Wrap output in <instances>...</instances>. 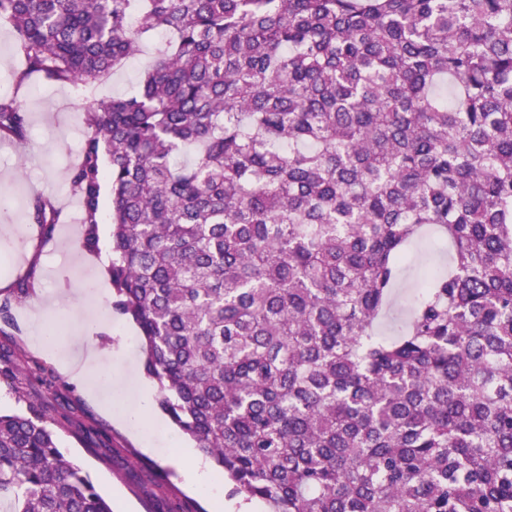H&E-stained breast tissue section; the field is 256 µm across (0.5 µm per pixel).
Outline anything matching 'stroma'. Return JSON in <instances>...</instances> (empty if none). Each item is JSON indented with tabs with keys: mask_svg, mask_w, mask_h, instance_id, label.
Instances as JSON below:
<instances>
[{
	"mask_svg": "<svg viewBox=\"0 0 512 512\" xmlns=\"http://www.w3.org/2000/svg\"><path fill=\"white\" fill-rule=\"evenodd\" d=\"M13 33L0 24V95H14L30 119L25 146L0 142V194L19 199L0 210V304L10 307L0 321V408L21 414L36 411L55 433L65 453L90 473L112 512H239L242 500L210 463L206 478L189 481L173 458L190 448V440L167 420L157 389L144 372L139 330L112 309V285L105 258L111 253V227L100 226L99 250L82 247L80 207L70 175L84 140L83 111L93 100L135 88L152 62L158 39L143 42L140 53L102 81L82 91L33 79L17 85L19 59L10 52ZM68 205L52 238H44L28 221L32 189ZM34 288L18 298L17 285ZM99 286L98 303H88L85 281ZM98 325L102 343L79 387L67 381L55 361L33 339L56 330L59 343L76 365L86 351L83 316ZM149 401H140L139 391Z\"/></svg>",
	"mask_w": 512,
	"mask_h": 512,
	"instance_id": "obj_1",
	"label": "stroma"
}]
</instances>
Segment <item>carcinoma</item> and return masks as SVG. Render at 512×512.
I'll return each mask as SVG.
<instances>
[{
	"mask_svg": "<svg viewBox=\"0 0 512 512\" xmlns=\"http://www.w3.org/2000/svg\"><path fill=\"white\" fill-rule=\"evenodd\" d=\"M19 82L83 87L82 245L159 407L267 512H512V0H0ZM29 116L0 98V139ZM29 220L60 215L36 195ZM448 256L387 337L409 246ZM7 512H112L0 411Z\"/></svg>",
	"mask_w": 512,
	"mask_h": 512,
	"instance_id": "obj_1",
	"label": "carcinoma"
}]
</instances>
